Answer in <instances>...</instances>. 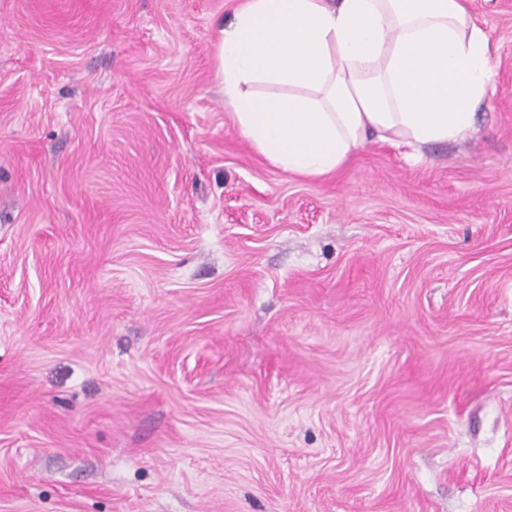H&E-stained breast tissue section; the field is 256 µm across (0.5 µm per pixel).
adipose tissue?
Instances as JSON below:
<instances>
[{
    "label": "adipose tissue",
    "instance_id": "ef3b65f1",
    "mask_svg": "<svg viewBox=\"0 0 512 512\" xmlns=\"http://www.w3.org/2000/svg\"><path fill=\"white\" fill-rule=\"evenodd\" d=\"M215 61L240 134L304 178L335 173L371 140L466 139L493 83L466 0H246Z\"/></svg>",
    "mask_w": 512,
    "mask_h": 512
}]
</instances>
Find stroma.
Returning a JSON list of instances; mask_svg holds the SVG:
<instances>
[{
    "mask_svg": "<svg viewBox=\"0 0 512 512\" xmlns=\"http://www.w3.org/2000/svg\"><path fill=\"white\" fill-rule=\"evenodd\" d=\"M239 0H0V512H512V0L473 135L239 133Z\"/></svg>",
    "mask_w": 512,
    "mask_h": 512,
    "instance_id": "35a3bbf8",
    "label": "stroma"
}]
</instances>
